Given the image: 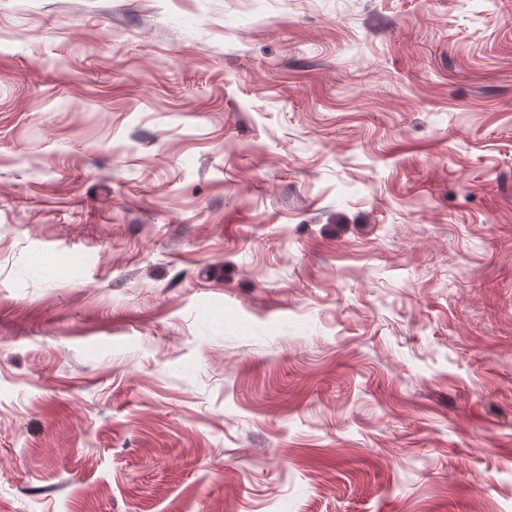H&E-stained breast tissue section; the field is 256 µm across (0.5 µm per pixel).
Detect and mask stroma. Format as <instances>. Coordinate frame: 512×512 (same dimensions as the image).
<instances>
[{
  "label": "stroma",
  "instance_id": "obj_1",
  "mask_svg": "<svg viewBox=\"0 0 512 512\" xmlns=\"http://www.w3.org/2000/svg\"><path fill=\"white\" fill-rule=\"evenodd\" d=\"M0 512H512V0H0Z\"/></svg>",
  "mask_w": 512,
  "mask_h": 512
}]
</instances>
